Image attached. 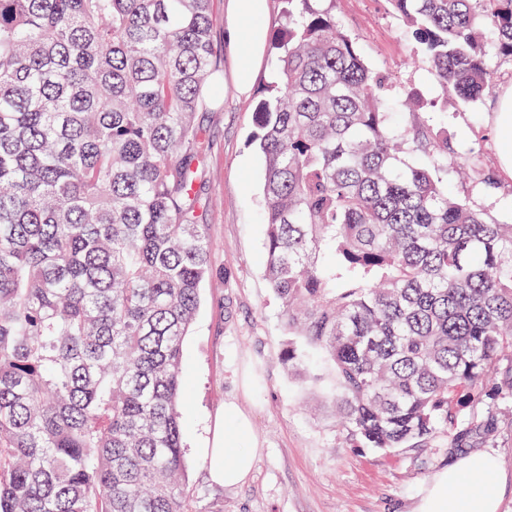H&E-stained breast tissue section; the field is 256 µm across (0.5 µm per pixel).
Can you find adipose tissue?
<instances>
[{"instance_id":"adipose-tissue-1","label":"adipose tissue","mask_w":512,"mask_h":512,"mask_svg":"<svg viewBox=\"0 0 512 512\" xmlns=\"http://www.w3.org/2000/svg\"><path fill=\"white\" fill-rule=\"evenodd\" d=\"M268 8V0H226L224 5V41L235 59L236 90L242 96L249 94L253 73L262 59ZM493 124L499 169L512 178V85L499 91ZM224 416L231 425L208 449L207 465L214 483L234 487L252 473L258 451L242 446L251 437V423L238 404H225ZM498 469L494 454L460 456L429 479L413 512H498L504 495V483L495 477Z\"/></svg>"}]
</instances>
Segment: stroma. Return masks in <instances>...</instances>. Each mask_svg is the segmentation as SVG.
<instances>
[{
    "instance_id": "obj_1",
    "label": "stroma",
    "mask_w": 512,
    "mask_h": 512,
    "mask_svg": "<svg viewBox=\"0 0 512 512\" xmlns=\"http://www.w3.org/2000/svg\"><path fill=\"white\" fill-rule=\"evenodd\" d=\"M224 2H209L226 84L214 89L202 110L208 143L199 183L213 274L184 340L183 443L193 510L412 512L428 479L453 460L447 430L406 448L340 447L332 408L282 358L288 336L280 304L264 277V165L249 143L254 105L274 62L272 54H265L251 93L237 97L230 81L233 59L224 46ZM336 20L392 90L409 86L423 99L437 101L438 110L430 115L434 124L496 167L494 97L476 104L439 100L434 78L413 53L411 30L388 0H336ZM448 188L498 219L512 218L510 179H499L489 192L452 174ZM228 401L251 417L261 450L253 474L235 488L212 482L203 455L224 425ZM472 446L498 456L500 477L507 482L500 512H512V425L499 424L492 436L474 439Z\"/></svg>"
}]
</instances>
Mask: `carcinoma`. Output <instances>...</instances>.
I'll list each match as a JSON object with an SVG mask.
<instances>
[{"label":"carcinoma","mask_w":512,"mask_h":512,"mask_svg":"<svg viewBox=\"0 0 512 512\" xmlns=\"http://www.w3.org/2000/svg\"><path fill=\"white\" fill-rule=\"evenodd\" d=\"M209 0H0V512H193L183 341L212 275L198 118ZM254 110L265 277L347 440L404 448L512 396V223L448 191L492 172L336 22L280 0ZM442 98L493 90L512 0H388ZM493 40L486 41V32Z\"/></svg>","instance_id":"carcinoma-1"}]
</instances>
